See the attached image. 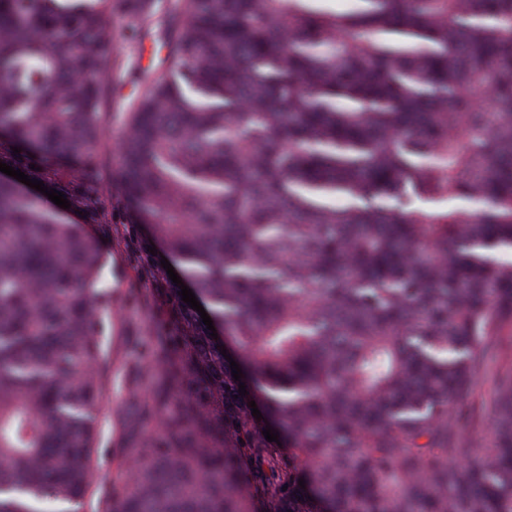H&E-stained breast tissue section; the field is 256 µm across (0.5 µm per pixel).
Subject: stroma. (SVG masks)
Instances as JSON below:
<instances>
[{
    "label": "stroma",
    "mask_w": 512,
    "mask_h": 512,
    "mask_svg": "<svg viewBox=\"0 0 512 512\" xmlns=\"http://www.w3.org/2000/svg\"><path fill=\"white\" fill-rule=\"evenodd\" d=\"M110 26L119 58L136 59L142 69L160 73L166 50L156 33H148L140 43L133 44L126 38L127 19L113 14ZM140 91V86L130 81L112 87V110L104 118L109 142L103 150V161L108 171H115L120 164L116 143L124 132L127 105ZM83 230L98 239L105 256L97 282L98 290L105 295L99 334L111 392L99 415L94 464L106 485L117 476L119 463L136 458L148 429L144 409H162L174 395L187 397L194 391L195 382L193 375H184L175 392L169 393L138 379L140 367L161 358L165 349L177 346L186 333L181 317L168 302L166 289L156 287L140 264L139 250L150 235L149 228L131 223L122 196L116 192L112 195L111 224H87Z\"/></svg>",
    "instance_id": "1"
}]
</instances>
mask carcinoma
Here are the masks:
<instances>
[{
	"instance_id": "cac0c4a2",
	"label": "carcinoma",
	"mask_w": 512,
	"mask_h": 512,
	"mask_svg": "<svg viewBox=\"0 0 512 512\" xmlns=\"http://www.w3.org/2000/svg\"><path fill=\"white\" fill-rule=\"evenodd\" d=\"M324 2L118 0L132 42L164 13L155 76L114 55L112 0H0V161L85 224L117 187L239 351L237 382L171 285L197 391L105 512H512V0ZM101 264L0 181V512L99 486ZM140 91L141 87L130 81L112 85V112L104 117L109 142L106 148L101 150L104 165L111 173L115 171L120 164V155L116 148V143L124 132L127 105L139 95Z\"/></svg>"
}]
</instances>
